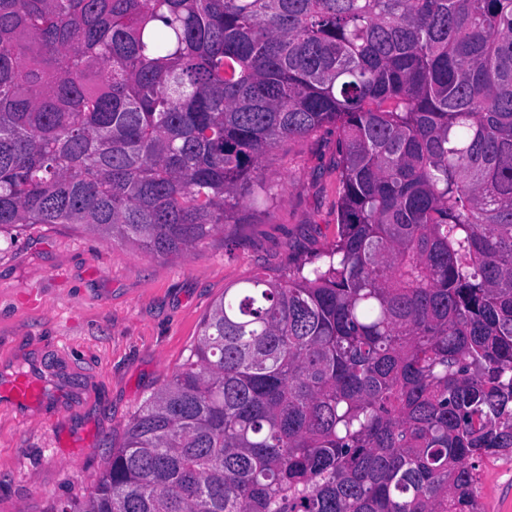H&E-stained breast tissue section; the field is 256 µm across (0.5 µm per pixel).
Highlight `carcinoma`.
Listing matches in <instances>:
<instances>
[{"label":"carcinoma","instance_id":"obj_1","mask_svg":"<svg viewBox=\"0 0 512 512\" xmlns=\"http://www.w3.org/2000/svg\"><path fill=\"white\" fill-rule=\"evenodd\" d=\"M336 129L331 250L224 289L45 512H481L512 454V0H0V235L188 254Z\"/></svg>","mask_w":512,"mask_h":512}]
</instances>
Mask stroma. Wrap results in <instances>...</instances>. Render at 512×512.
<instances>
[{"label": "stroma", "mask_w": 512, "mask_h": 512, "mask_svg": "<svg viewBox=\"0 0 512 512\" xmlns=\"http://www.w3.org/2000/svg\"><path fill=\"white\" fill-rule=\"evenodd\" d=\"M336 132L269 151L260 175L275 198L248 204L194 252L162 257L75 224H34L0 247V360L42 355L73 383L63 403L18 414L0 405V512H44L91 493L130 416L189 354L226 288L279 279L336 239ZM484 512H512V457L481 472Z\"/></svg>", "instance_id": "1"}]
</instances>
